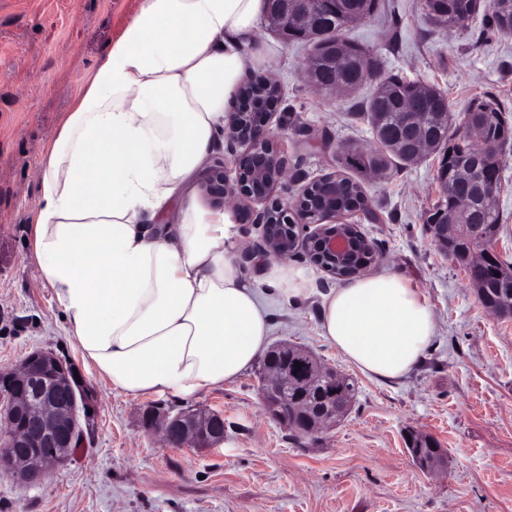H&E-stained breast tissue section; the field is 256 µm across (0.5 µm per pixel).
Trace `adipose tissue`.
<instances>
[{
  "mask_svg": "<svg viewBox=\"0 0 512 512\" xmlns=\"http://www.w3.org/2000/svg\"><path fill=\"white\" fill-rule=\"evenodd\" d=\"M267 0H138L104 46L38 170L30 256L83 360L127 396L189 400L250 369L269 295L308 296L300 271L246 277L224 213L197 186L242 85L269 64ZM323 336L363 373L405 376L436 333L419 289L365 275L323 294Z\"/></svg>",
  "mask_w": 512,
  "mask_h": 512,
  "instance_id": "obj_1",
  "label": "adipose tissue"
}]
</instances>
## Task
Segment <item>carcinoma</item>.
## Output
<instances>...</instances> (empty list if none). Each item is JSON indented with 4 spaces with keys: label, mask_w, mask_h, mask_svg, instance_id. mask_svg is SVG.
Returning <instances> with one entry per match:
<instances>
[{
    "label": "carcinoma",
    "mask_w": 512,
    "mask_h": 512,
    "mask_svg": "<svg viewBox=\"0 0 512 512\" xmlns=\"http://www.w3.org/2000/svg\"><path fill=\"white\" fill-rule=\"evenodd\" d=\"M379 0H336V8L315 16L314 30L304 42L311 46L304 74L318 91L332 92L333 86L351 89L364 82V74L380 69V61L357 43L343 37L344 28L355 22L353 10L364 7L365 17L377 10ZM424 9L434 25L441 28L462 27L479 11L481 0H423ZM486 26L494 32L512 33V0H486ZM365 114L372 129L376 149L365 153L354 147L341 146L345 166L357 173L378 172L388 168L394 159L414 163L399 143L411 122L420 124L432 140L430 153L446 160L438 164L434 180L439 194L427 220L448 225V254L459 265L473 260V252L493 244L502 222L498 202L486 196L499 189L501 168L499 155L512 145V120L498 103L489 100L471 105L465 111L453 113L445 93L434 86L407 80L397 74H383L367 96ZM471 124L480 134L483 145L471 148L463 126ZM463 172L472 186L483 189L459 206L448 198V186L457 182ZM364 197L360 183L345 176L336 181V204L344 206L350 200ZM500 276H494V273ZM483 279L490 288H508L512 265L495 259L483 267ZM307 389L311 392L330 389L338 396L355 399L354 381L341 374L336 382L308 373L303 366L288 372V391Z\"/></svg>",
    "instance_id": "obj_1"
}]
</instances>
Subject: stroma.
Masks as SVG:
<instances>
[{
    "label": "stroma",
    "mask_w": 512,
    "mask_h": 512,
    "mask_svg": "<svg viewBox=\"0 0 512 512\" xmlns=\"http://www.w3.org/2000/svg\"><path fill=\"white\" fill-rule=\"evenodd\" d=\"M136 0H0V370L30 352L53 353L77 370L84 441L74 456L33 483L0 471V512H512V319L490 314L464 272L432 244L426 218L437 200L436 157L393 165L364 189L377 221L355 214L378 250L370 271L406 278L437 323L425 359L381 382L350 364L320 334L321 295L339 279L305 255L289 266L311 278L313 295L269 297V343L288 340L354 376L355 403L335 427L295 439L266 414L261 364L184 401L169 394L131 398L88 370L59 324V310L28 257L44 149L97 64L104 44ZM348 37L385 71L437 85L455 110L493 100L512 116V35L486 31L482 17L462 29L432 25L422 0H381ZM257 41L271 58L267 77L287 118L284 199L330 173H343L337 144L370 146L364 96L325 95L305 81V46L284 43L268 23ZM502 229L495 248L512 261V151L501 158ZM154 404L169 414L210 408L224 415L220 450L168 448L142 426ZM430 435L443 469L420 471L409 432Z\"/></svg>",
    "instance_id": "35a3bbf8"
}]
</instances>
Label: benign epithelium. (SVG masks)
I'll return each mask as SVG.
<instances>
[{"label":"benign epithelium","mask_w":512,"mask_h":512,"mask_svg":"<svg viewBox=\"0 0 512 512\" xmlns=\"http://www.w3.org/2000/svg\"><path fill=\"white\" fill-rule=\"evenodd\" d=\"M271 119L270 112L244 107L230 113L225 127L230 157L213 160L202 181L203 192L213 205H228L240 221L258 226V253L276 258L303 254L332 274L366 272L375 259L367 255L368 241L349 228L352 212L336 209V175H330L318 200L309 188L285 200L272 198L274 189L285 182L288 168L282 151L287 132L272 128ZM230 171L235 178L229 177ZM253 252L243 257L249 259ZM294 361L288 346H275L261 386L268 412L280 419L286 411L299 416L295 429L300 432L314 434L335 425L336 404L329 399L319 396L307 401L283 395L288 364ZM24 391L37 396V407L13 404ZM75 393L68 365L49 352L36 351L18 368L0 370V398L7 402L0 414L1 469L27 481L38 480L69 460L77 430L75 404L69 396ZM143 420L171 448L216 450L224 443V415L208 409L175 417L150 409Z\"/></svg>","instance_id":"obj_1"}]
</instances>
